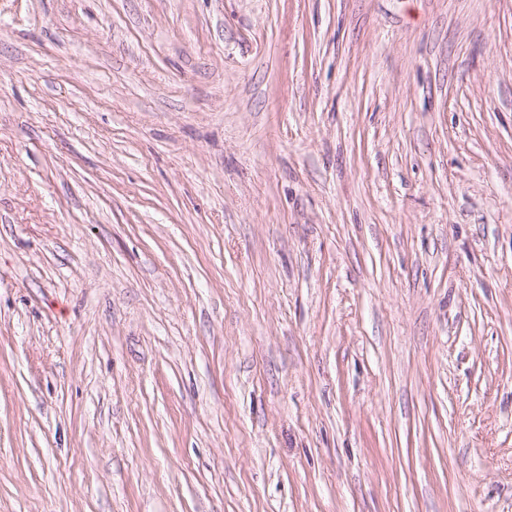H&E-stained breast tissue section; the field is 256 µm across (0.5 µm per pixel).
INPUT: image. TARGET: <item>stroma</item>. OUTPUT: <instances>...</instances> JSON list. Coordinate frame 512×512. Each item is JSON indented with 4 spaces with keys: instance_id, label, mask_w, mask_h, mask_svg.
<instances>
[{
    "instance_id": "obj_1",
    "label": "stroma",
    "mask_w": 512,
    "mask_h": 512,
    "mask_svg": "<svg viewBox=\"0 0 512 512\" xmlns=\"http://www.w3.org/2000/svg\"><path fill=\"white\" fill-rule=\"evenodd\" d=\"M0 512H512V0H0Z\"/></svg>"
}]
</instances>
